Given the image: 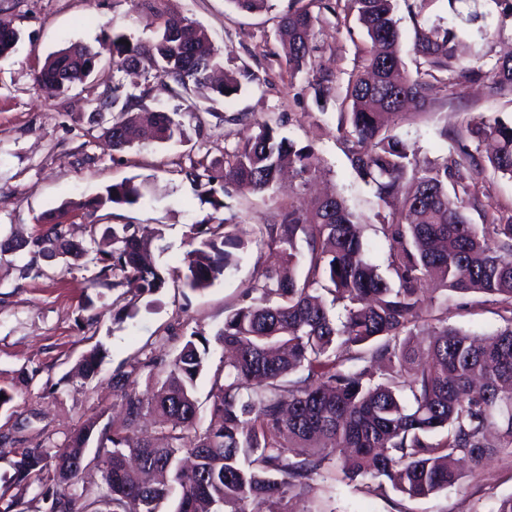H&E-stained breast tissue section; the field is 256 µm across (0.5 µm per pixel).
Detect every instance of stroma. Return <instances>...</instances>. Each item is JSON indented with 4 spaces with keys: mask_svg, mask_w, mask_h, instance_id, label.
I'll list each match as a JSON object with an SVG mask.
<instances>
[{
    "mask_svg": "<svg viewBox=\"0 0 512 512\" xmlns=\"http://www.w3.org/2000/svg\"><path fill=\"white\" fill-rule=\"evenodd\" d=\"M174 13L194 21L210 36L233 65H247L260 85L246 87L229 102L217 104L201 133L188 117V101L175 98L161 79L147 73L129 75L100 62L96 78L102 85L125 87L149 84V107L183 113L190 142L159 144L143 141L124 152H113L104 135L112 125L111 112L89 123L94 106L82 88L48 98L35 87L33 73L45 57L71 43L99 49L115 32L132 40L152 38L150 19L137 13L133 0H0V17L20 34L14 52L0 60V236L30 237L44 231L40 219L62 203L75 210L62 222L74 243H90V226L79 202L102 192L105 186L133 176L149 183L144 205L103 209L100 226L136 224L155 233L156 258L163 270L179 269L189 248L191 227L210 214L184 168L191 160L220 162L226 148L253 134V121L283 117L281 136L312 145L322 173L313 184L316 192L340 194L364 226L363 243L371 260L385 265L388 244L373 230L377 200L358 182L343 154L338 128V103L318 109L306 74L289 75L280 67L282 48L276 18L297 8V0H269L260 13L238 10L232 0H168ZM469 6L450 10L448 0H432L419 17L399 8L401 53L408 69H415L412 51L414 26L440 24L468 28L459 54L463 62L494 59L512 50V18L502 15L496 0H480L484 22L498 36L481 40L476 25H464ZM318 70L345 87L349 72L368 41L354 18L344 11L325 14L315 29ZM431 115L402 122L397 132L420 157L436 159L452 148L440 135L442 127L457 128L479 116L512 121V97L490 93L482 85L455 86L440 93ZM236 113L248 114L249 123L232 122ZM277 202L269 196L231 192L219 215L233 218L248 245L238 262L210 288L197 292L168 286L154 295L133 288H115L98 280V268L83 258L69 264L64 258H39L40 275L21 278V259L0 258V389L13 394L10 406L0 410V436L21 439V446L0 448V494H23L25 512H49L44 492L54 489L51 474L40 486L20 492L12 482L13 461L22 447H35L45 438L60 441L83 426L97 411H117L112 376L130 364L154 359L155 365L137 376L139 392L150 391L164 376L186 338L198 331L210 338L206 366L196 380L201 419L209 417L211 379L224 362V348L214 336L224 325L228 310L243 302V290L257 270L275 265L271 250L251 241L252 230L270 222ZM449 326L489 336L503 325L497 307L480 293H449ZM100 346L103 358L90 379L74 371L83 354ZM311 488L292 502L293 512H490L500 498L512 495V455L501 453L485 461L460 485L426 498L409 499L397 492L387 497L367 494L362 480H341L334 468L314 475Z\"/></svg>",
    "mask_w": 512,
    "mask_h": 512,
    "instance_id": "stroma-1",
    "label": "stroma"
}]
</instances>
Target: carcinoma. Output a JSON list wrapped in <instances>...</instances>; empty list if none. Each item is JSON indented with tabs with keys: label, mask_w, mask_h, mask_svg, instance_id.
<instances>
[{
	"label": "carcinoma",
	"mask_w": 512,
	"mask_h": 512,
	"mask_svg": "<svg viewBox=\"0 0 512 512\" xmlns=\"http://www.w3.org/2000/svg\"><path fill=\"white\" fill-rule=\"evenodd\" d=\"M158 19L150 43H120L114 33L103 44L112 69L150 70L174 84L181 98L193 96L191 116L202 127L209 104L238 94L258 80L248 67L227 69L208 34L187 18L168 14L165 0H141ZM318 11H312V8ZM398 0H346L370 46L349 74L344 96L332 79L315 70L314 30L331 0H308L279 17L277 35L287 47L285 66L295 76L312 75L315 101L325 108L341 99L344 154L356 176L373 189L378 206L402 198L398 213L377 211L376 231L389 243L384 278L367 257L357 217L332 194L308 206L281 201L271 224L254 229V242L278 249L284 267L261 270L244 289L247 303L230 310L216 340L232 357L214 374L210 421L199 426L195 381L204 369L208 339L190 334L151 392L135 389L141 364L112 378L120 398L119 420L102 410L60 445L48 441L13 462L16 484L53 463L57 489L49 512H159L175 497V512H290V499L309 487L328 466L343 478H370L367 492L392 489L424 498L463 478L461 461L472 468L499 453L512 454V214L482 200L476 183L464 176L491 169L512 179V121L471 120L453 131L457 147L436 160H421L396 132L405 106L427 108L436 90L485 83L498 95H512V57L487 65H455L457 35L440 26L418 27L415 73L400 56ZM19 40L11 22L0 18V60ZM100 52L72 43L50 53L34 71L37 88L50 97L88 81ZM150 89L123 93L106 88L99 108L118 109L106 134L112 150L132 147L149 128L160 143H186L189 135L175 113L144 104ZM281 118L255 123L246 141L224 150V165L191 162L186 177L214 210L231 185L241 193H268L284 162L305 186L319 172L310 145L279 136ZM494 143L482 159L475 147ZM148 184L136 177L105 188L82 204L92 218L104 207H133L147 201ZM477 207L484 224L468 222L465 209ZM48 228L27 239H0V256L25 252L21 276L39 274L37 258L62 255L75 260L86 250L67 239L65 225L50 213ZM98 277L112 287L131 284L144 294L167 285L154 258L153 242L134 224H115L92 238ZM185 285L205 290L235 266L233 250L245 246L236 226L213 215L193 226ZM440 280L445 289L477 292L497 305L505 322L492 338H477L444 325L448 298L426 301L423 283ZM331 296V301L324 296ZM341 306L343 317L332 313ZM438 321L424 349L410 344L419 324ZM100 349L81 360V375L96 373ZM96 439L90 459L85 449ZM94 465L101 485L79 483Z\"/></svg>",
	"instance_id": "obj_1"
}]
</instances>
